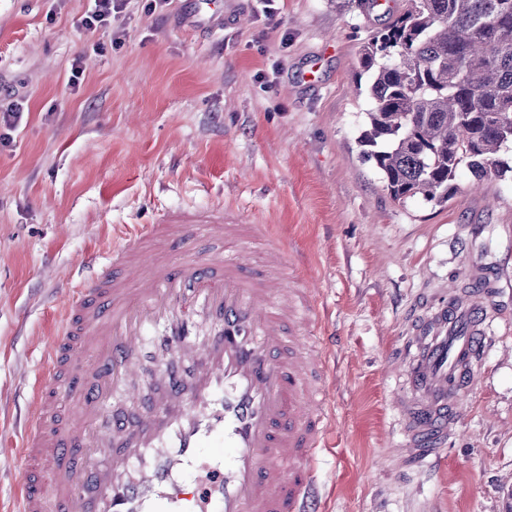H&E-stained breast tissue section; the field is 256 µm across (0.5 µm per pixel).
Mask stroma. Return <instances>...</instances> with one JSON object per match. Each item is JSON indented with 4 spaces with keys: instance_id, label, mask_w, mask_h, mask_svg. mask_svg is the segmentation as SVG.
Wrapping results in <instances>:
<instances>
[{
    "instance_id": "1",
    "label": "stroma",
    "mask_w": 512,
    "mask_h": 512,
    "mask_svg": "<svg viewBox=\"0 0 512 512\" xmlns=\"http://www.w3.org/2000/svg\"><path fill=\"white\" fill-rule=\"evenodd\" d=\"M405 0H0V502L58 315L142 225L223 206L266 224L316 307L336 421L323 512H512V169L392 199L360 155L359 50ZM499 293L477 390L434 470L407 468L391 346L473 270ZM94 7L87 12L82 24L87 30H95L98 27H105L111 22L112 13L122 8L124 0H93Z\"/></svg>"
}]
</instances>
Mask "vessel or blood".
I'll list each match as a JSON object with an SVG mask.
<instances>
[{
    "instance_id": "b4317fda",
    "label": "vessel or blood",
    "mask_w": 512,
    "mask_h": 512,
    "mask_svg": "<svg viewBox=\"0 0 512 512\" xmlns=\"http://www.w3.org/2000/svg\"><path fill=\"white\" fill-rule=\"evenodd\" d=\"M198 232L239 237L221 210L171 212L113 249L63 309L17 450L26 476L6 512H320L316 459L332 416L327 366L303 343L314 304L259 226L256 264L197 249L156 262L144 250ZM493 294L472 273L468 287L417 307L390 352L403 366L397 421L417 461L439 457L475 392ZM151 323L162 326L158 394L136 418L112 414L106 396L137 374L134 339ZM206 450L205 482L186 489L179 475Z\"/></svg>"
}]
</instances>
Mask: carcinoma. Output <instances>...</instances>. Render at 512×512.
<instances>
[{"label": "carcinoma", "mask_w": 512, "mask_h": 512, "mask_svg": "<svg viewBox=\"0 0 512 512\" xmlns=\"http://www.w3.org/2000/svg\"><path fill=\"white\" fill-rule=\"evenodd\" d=\"M362 153L398 201L446 202L459 170L508 171L512 0H408L360 50Z\"/></svg>", "instance_id": "obj_1"}]
</instances>
